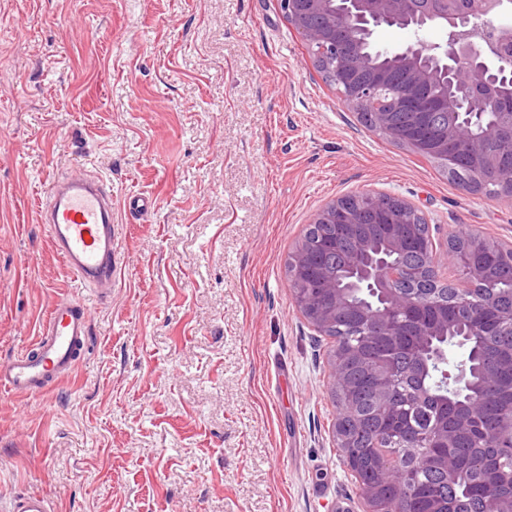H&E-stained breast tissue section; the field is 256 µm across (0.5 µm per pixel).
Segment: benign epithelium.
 I'll return each instance as SVG.
<instances>
[{
    "mask_svg": "<svg viewBox=\"0 0 512 512\" xmlns=\"http://www.w3.org/2000/svg\"><path fill=\"white\" fill-rule=\"evenodd\" d=\"M501 0H483L481 15L483 26L492 37H482L470 29L471 18L463 16L458 0H442L441 6L430 8L414 18L420 21V28L426 29L433 23L451 24L454 38L448 45L428 44L418 40L396 53L398 64L404 72L401 91L391 99L384 96L387 72L371 68L366 53L359 46L347 50L336 32V25L345 22L359 26L374 35L385 19L407 18V0H280V6L292 28L309 44L311 61L333 75L341 86L342 102L357 113L366 112L374 126L394 139L392 131L398 127L397 118L403 113L411 115V123L417 121L418 112L411 108V102L420 97L431 85L443 82L448 86L447 95L440 99L445 110L454 116L467 114V121L479 122L489 111L482 100L498 94L512 96V72L506 71L504 61L512 56V26L492 22L499 14ZM404 142L416 148L422 144L432 147L434 154L448 162L454 169L458 162L448 152V144L460 142L467 146L477 159L476 168L471 171L473 184L497 186V199L512 201V170L499 164L492 142L485 136H461V125L453 121L448 126H439L421 140L410 136ZM471 184V185H473ZM466 185L463 190H468ZM398 198L390 194L367 191L355 197H340L325 205L315 216L313 223L330 229L339 226L356 241V249L347 255L341 264V273H319L314 277V293L295 294V302L302 316L318 333L326 336L349 318L354 325L349 327L350 335L358 337L379 336L384 328H395V317L409 313L417 307L412 288L430 281L442 285L440 267L452 264L459 268L469 287L455 294L453 304L469 306L474 318L480 319L479 310L487 299H474L470 291L476 286L490 287L482 265L470 260V252L481 247L493 250L502 256V261L512 265V244L504 245L480 236L476 244L448 245L444 256L430 251L423 263L411 267L403 266L391 259L396 253H403L419 246L418 225L408 224L393 208ZM367 203L381 212L387 219L385 224H365L360 216V206ZM398 228L395 234L384 235L385 250L371 249L372 240L388 227ZM326 233L317 230L299 243L290 259L294 276L310 274L306 257L322 244ZM377 298V303L359 304L351 300L352 295L364 290ZM417 335L430 342L435 338L449 336L448 320L419 326ZM352 353L333 348L329 353L332 389L347 387V365ZM401 375L397 366L378 363L373 368L374 390L379 409L389 403ZM332 436L338 448H351L352 436L345 430L341 418H336ZM496 447L507 448L512 453V412L504 416L493 432ZM421 446L426 448H452L457 431L437 420L419 435ZM409 478V473L400 464L384 462L377 471L376 488L364 494L367 505L365 512H384L375 501L377 488L396 485ZM482 512H512V498L505 499L493 490H487L482 498Z\"/></svg>",
    "mask_w": 512,
    "mask_h": 512,
    "instance_id": "7a95c632",
    "label": "benign epithelium"
}]
</instances>
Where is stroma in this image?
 <instances>
[{"label": "stroma", "mask_w": 512, "mask_h": 512, "mask_svg": "<svg viewBox=\"0 0 512 512\" xmlns=\"http://www.w3.org/2000/svg\"><path fill=\"white\" fill-rule=\"evenodd\" d=\"M112 187L121 272L102 298L53 252L49 182ZM361 191L512 243V202L466 194L362 125L280 0H0V362L61 298L89 345L37 400L0 392V501L53 512H360L332 438L333 338L286 263ZM143 195L145 214L124 201ZM0 509L2 512H52L49 500L35 493L15 497L6 508L0 502Z\"/></svg>", "instance_id": "1"}]
</instances>
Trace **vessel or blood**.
I'll list each match as a JSON object with an SVG mask.
<instances>
[{"instance_id": "b4317fda", "label": "vessel or blood", "mask_w": 512, "mask_h": 512, "mask_svg": "<svg viewBox=\"0 0 512 512\" xmlns=\"http://www.w3.org/2000/svg\"><path fill=\"white\" fill-rule=\"evenodd\" d=\"M48 227L54 253L86 287L110 292L116 281L117 235L112 194L96 177L54 179L38 210ZM89 316L84 305L57 301L30 348L0 362V390L38 398L68 378L87 348ZM0 512H52L49 500L29 493L12 499Z\"/></svg>"}]
</instances>
